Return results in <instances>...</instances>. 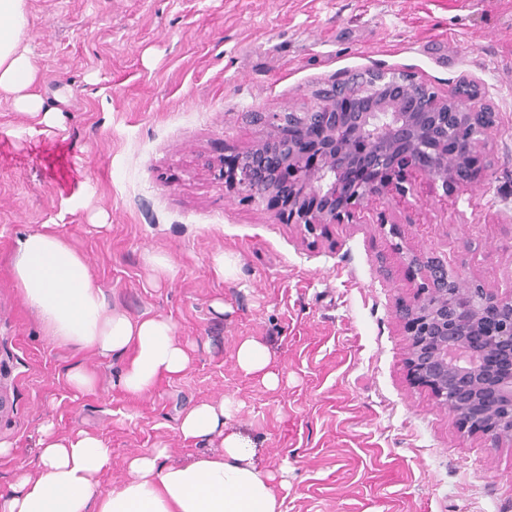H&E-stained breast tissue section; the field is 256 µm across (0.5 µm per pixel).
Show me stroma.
<instances>
[{"label":"stroma","mask_w":512,"mask_h":512,"mask_svg":"<svg viewBox=\"0 0 512 512\" xmlns=\"http://www.w3.org/2000/svg\"><path fill=\"white\" fill-rule=\"evenodd\" d=\"M28 20L34 91L55 121L0 100V441L13 447L0 486L33 469L48 420L111 448L105 490L147 449L174 464L218 452L178 420L229 396L254 463L288 480L282 512H512V440L460 432L411 384L397 315L417 291L409 250L462 282L512 286V0H28ZM369 69L442 97L478 85L496 121L477 183L447 195L413 175L407 196L369 199L360 223L314 241L225 190L224 157L266 135L248 113L306 111ZM41 230L87 255L113 305L175 321L189 367L131 397L116 384L123 358L46 336L9 273L17 239ZM153 251L171 257V282H151ZM221 251L239 256L237 279L215 273ZM249 337L270 348L276 388L239 369ZM76 362L96 372L94 392L70 387Z\"/></svg>","instance_id":"35a3bbf8"}]
</instances>
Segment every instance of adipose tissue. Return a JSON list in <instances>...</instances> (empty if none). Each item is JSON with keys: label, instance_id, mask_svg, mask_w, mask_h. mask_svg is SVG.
<instances>
[{"label": "adipose tissue", "instance_id": "obj_1", "mask_svg": "<svg viewBox=\"0 0 512 512\" xmlns=\"http://www.w3.org/2000/svg\"><path fill=\"white\" fill-rule=\"evenodd\" d=\"M27 30V0H0V96L10 97L18 112L36 116L42 100L33 91L39 73L24 46ZM10 275L58 344L123 357L118 385L125 393L150 394L163 378L188 368L176 324L146 313L132 317L112 305L87 257L62 236L34 231L20 237ZM236 360L265 387L278 385L272 354L261 340H243ZM239 409L228 397L189 405L181 415V436L220 438L221 452L180 465L169 463L167 449H148L127 459L125 481L108 490L101 489L99 476L109 468L112 451L102 439L84 431L61 437L53 423H44L36 470L0 489V512H281L273 476L252 464V448L232 429Z\"/></svg>", "mask_w": 512, "mask_h": 512}]
</instances>
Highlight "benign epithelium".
Returning <instances> with one entry per match:
<instances>
[{
	"mask_svg": "<svg viewBox=\"0 0 512 512\" xmlns=\"http://www.w3.org/2000/svg\"><path fill=\"white\" fill-rule=\"evenodd\" d=\"M468 86V95L425 96L415 76L383 70L333 83L305 112L260 115L268 135L224 161L219 177L305 236L356 223L369 196H405L414 171L455 192L475 182L473 159L495 122L473 106L478 88ZM452 125L469 136L450 152ZM405 260L421 278L417 301L399 310L410 381L430 389L460 430L495 444L512 439V289L466 286L431 254L410 251Z\"/></svg>",
	"mask_w": 512,
	"mask_h": 512,
	"instance_id": "1",
	"label": "benign epithelium"
}]
</instances>
